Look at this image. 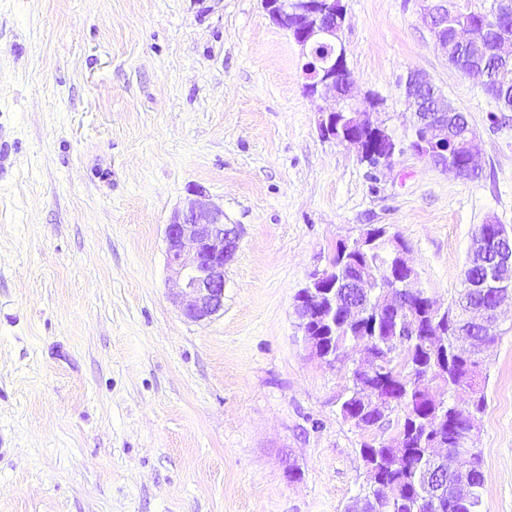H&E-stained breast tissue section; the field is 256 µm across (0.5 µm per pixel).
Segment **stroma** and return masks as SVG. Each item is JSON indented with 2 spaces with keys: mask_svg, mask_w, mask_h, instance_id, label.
<instances>
[{
  "mask_svg": "<svg viewBox=\"0 0 512 512\" xmlns=\"http://www.w3.org/2000/svg\"><path fill=\"white\" fill-rule=\"evenodd\" d=\"M358 94L419 70L476 129L481 175L371 172L322 140L261 0H0V512H345L365 485L346 367L294 313L337 243L384 226L441 306L479 226L512 231V112L451 68L417 0H347ZM242 227L224 312L171 299L191 188ZM486 353L482 512H512V300Z\"/></svg>",
  "mask_w": 512,
  "mask_h": 512,
  "instance_id": "1",
  "label": "stroma"
}]
</instances>
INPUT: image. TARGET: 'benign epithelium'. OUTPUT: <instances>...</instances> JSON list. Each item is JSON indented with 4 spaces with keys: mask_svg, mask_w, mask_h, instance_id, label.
<instances>
[{
    "mask_svg": "<svg viewBox=\"0 0 512 512\" xmlns=\"http://www.w3.org/2000/svg\"><path fill=\"white\" fill-rule=\"evenodd\" d=\"M422 19L435 43L448 48V17L458 9L448 6V0H421ZM263 7L273 24L288 32L305 58L302 65L303 89L310 97L321 98L325 106L319 109L317 129L322 139L348 143L358 147L360 157H365L361 132L376 128L387 142V149L371 156L378 169L391 165L394 158L410 152L417 156L428 155L435 166L450 170L459 178L468 180L481 171L477 163L476 132L469 124L461 122L459 111L429 78L420 71H410L399 79L406 113V130L410 137L400 139L389 129V115L385 100L372 94L357 100L353 94L355 80L347 63L346 48L342 40L343 25L347 15L345 0H262ZM491 29L497 38L488 49L499 69L512 64V0H494L488 13ZM463 74L476 76L482 85L497 91L496 100L512 99V91L490 76L488 64L474 59L458 68ZM347 113L353 129L336 136V128L326 119ZM461 137L457 143L463 160L458 162L446 154L448 134ZM241 236L238 224L224 223V210L213 207L200 188L190 190L181 207L176 209L165 227L167 264L179 284L173 303L182 316L194 323H204L224 312V272L233 260ZM407 249L401 240L393 243L391 268L403 269L407 274L389 273L382 301L395 310H406L415 300L424 301V307L439 313L441 309L433 298L422 289L411 287L417 280L415 269L409 264ZM466 266H479L484 276L467 287L491 291L495 304L491 308L474 306L469 312L481 313V319L468 318L480 328L482 334H495L499 324V307L504 297L512 293V232L502 227L496 234L476 233ZM334 271L327 266L315 269L308 275L295 313L301 326H306L330 300L329 294L335 281ZM489 341L465 340L462 358L464 381L485 366L484 349ZM404 350L396 349L381 363L370 354L353 363L351 373L360 380H379V388L366 385L373 406L385 413L400 405L408 373L402 364Z\"/></svg>",
    "mask_w": 512,
    "mask_h": 512,
    "instance_id": "obj_1",
    "label": "benign epithelium"
}]
</instances>
